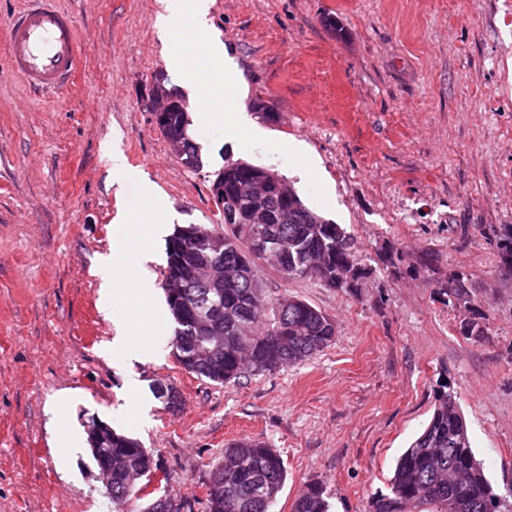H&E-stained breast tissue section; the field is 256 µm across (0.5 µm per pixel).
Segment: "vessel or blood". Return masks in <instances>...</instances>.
<instances>
[{"mask_svg":"<svg viewBox=\"0 0 512 512\" xmlns=\"http://www.w3.org/2000/svg\"><path fill=\"white\" fill-rule=\"evenodd\" d=\"M0 47L13 75L29 88L47 93L66 91L82 58L76 21L57 0H22Z\"/></svg>","mask_w":512,"mask_h":512,"instance_id":"1","label":"vessel or blood"}]
</instances>
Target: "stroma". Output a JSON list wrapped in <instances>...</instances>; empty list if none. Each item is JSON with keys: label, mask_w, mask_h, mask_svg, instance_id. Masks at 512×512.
Masks as SVG:
<instances>
[{"label": "stroma", "mask_w": 512, "mask_h": 512, "mask_svg": "<svg viewBox=\"0 0 512 512\" xmlns=\"http://www.w3.org/2000/svg\"><path fill=\"white\" fill-rule=\"evenodd\" d=\"M60 2L83 46L68 92H29L0 48V512H100L95 417L139 439L167 473L162 493L193 512L239 438L282 455L278 512L315 481L331 512H366L445 385L489 478L512 486V269L491 233L512 225V0H214L244 106L262 96L276 109H250L260 136L232 135L229 84L208 86L214 111L189 114L197 171L152 123L156 76L188 97L167 69L182 44L162 40L159 0ZM294 140L316 163L301 177ZM115 152L141 180L114 178ZM237 160L345 228L369 273L341 290L258 263L267 294L322 310L336 336L300 365L221 386L177 364L162 284L167 234L213 222L211 179ZM122 213L163 227L151 261L118 235ZM114 252L127 284L154 286L130 295L119 327L98 305ZM456 277L472 311L438 293ZM468 320L483 338L462 334ZM119 332L123 358L110 351Z\"/></svg>", "instance_id": "1"}]
</instances>
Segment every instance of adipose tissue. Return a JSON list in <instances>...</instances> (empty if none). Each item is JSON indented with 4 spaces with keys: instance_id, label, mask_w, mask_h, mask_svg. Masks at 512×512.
I'll use <instances>...</instances> for the list:
<instances>
[{
    "instance_id": "ef3b65f1",
    "label": "adipose tissue",
    "mask_w": 512,
    "mask_h": 512,
    "mask_svg": "<svg viewBox=\"0 0 512 512\" xmlns=\"http://www.w3.org/2000/svg\"><path fill=\"white\" fill-rule=\"evenodd\" d=\"M213 0H160L161 12L157 15V25L165 34L173 32L183 24H190L192 29L204 37V52L211 63L205 72L187 69L179 55L170 54L168 68L179 86L187 89L190 97H197L204 87L219 80L222 76L233 73L231 58L224 50L219 35L213 33L210 10Z\"/></svg>"
}]
</instances>
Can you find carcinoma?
Masks as SVG:
<instances>
[{
  "label": "carcinoma",
  "mask_w": 512,
  "mask_h": 512,
  "mask_svg": "<svg viewBox=\"0 0 512 512\" xmlns=\"http://www.w3.org/2000/svg\"><path fill=\"white\" fill-rule=\"evenodd\" d=\"M188 126L181 113L171 112L163 137L184 144L178 157L196 171L202 160ZM250 181L235 171L234 164L224 166L225 194L249 196ZM251 203L267 214L270 228L288 242L279 270L284 280L313 279L331 288H349L347 273L358 261V246L340 225L308 208L299 197L297 208L288 210L273 191ZM202 228L204 235L186 247L224 266V321L212 325V331L224 336V347L211 359L183 364L185 371L226 386L249 372L256 375L300 364L332 344L336 328L328 315L302 299L265 294L254 273L248 278L238 275L234 262L246 242L233 225ZM494 233L501 240L502 264L512 267V226ZM179 292L185 303L197 306L212 298L215 289L185 277ZM166 304L175 324L171 346L179 361L204 343V329L171 301ZM111 451L112 483L106 489L112 512H129V505L138 501L143 502L142 512H159L162 496L147 491L151 466L157 461L139 440L116 430ZM286 478L285 461L276 450L256 440L231 442L213 467L206 512H274ZM504 507L476 458L465 417L450 389L436 393L429 422L396 459L387 492L369 502V512H504ZM291 512H329L326 489L309 483Z\"/></svg>",
  "instance_id": "cac0c4a2"
}]
</instances>
